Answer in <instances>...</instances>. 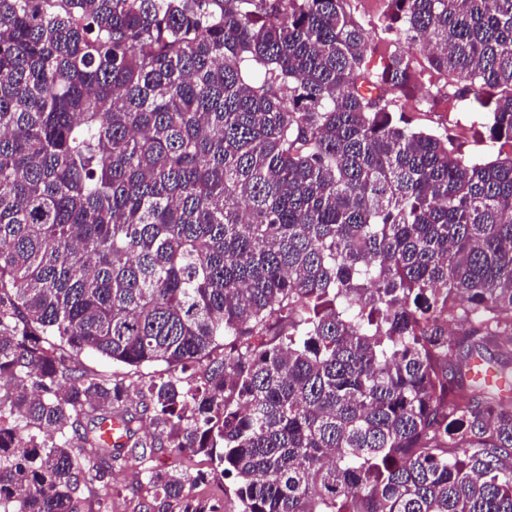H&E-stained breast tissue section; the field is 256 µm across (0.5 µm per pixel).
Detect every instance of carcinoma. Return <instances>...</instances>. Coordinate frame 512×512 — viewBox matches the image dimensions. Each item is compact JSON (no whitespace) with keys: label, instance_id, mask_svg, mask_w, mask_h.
Returning a JSON list of instances; mask_svg holds the SVG:
<instances>
[{"label":"carcinoma","instance_id":"obj_1","mask_svg":"<svg viewBox=\"0 0 512 512\" xmlns=\"http://www.w3.org/2000/svg\"><path fill=\"white\" fill-rule=\"evenodd\" d=\"M385 2L370 70L350 0H0V503L177 448L237 512H512V0ZM445 81L429 71H423L420 82L406 97L401 98L400 107L413 124L431 132L445 133L455 137L461 145L465 156H480L490 161L496 158L497 149H489L481 141L482 128L470 129V123L464 119L455 101H443L434 110L423 106V100L429 93L448 92V87L442 88Z\"/></svg>","mask_w":512,"mask_h":512}]
</instances>
